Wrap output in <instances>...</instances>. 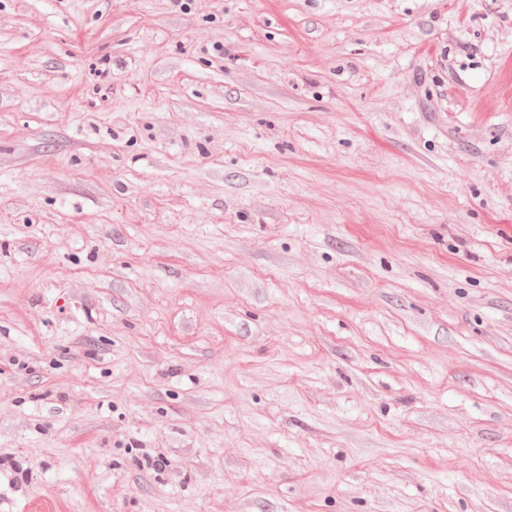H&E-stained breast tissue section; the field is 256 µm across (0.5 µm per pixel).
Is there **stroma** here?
Masks as SVG:
<instances>
[{"mask_svg":"<svg viewBox=\"0 0 512 512\" xmlns=\"http://www.w3.org/2000/svg\"><path fill=\"white\" fill-rule=\"evenodd\" d=\"M43 506L512 512V0H0Z\"/></svg>","mask_w":512,"mask_h":512,"instance_id":"35a3bbf8","label":"stroma"}]
</instances>
